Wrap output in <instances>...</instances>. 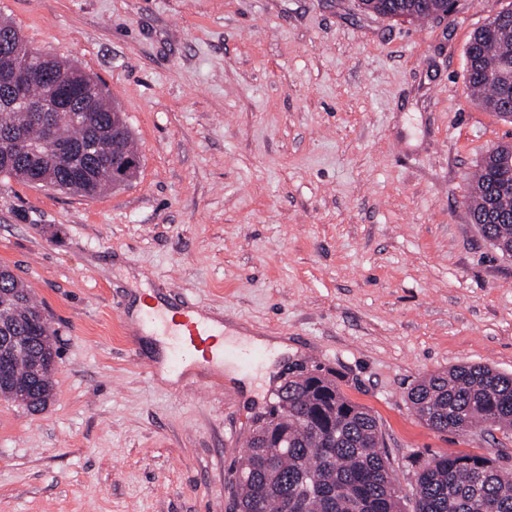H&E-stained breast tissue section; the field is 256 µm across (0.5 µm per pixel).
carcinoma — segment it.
<instances>
[{
  "instance_id": "1",
  "label": "carcinoma",
  "mask_w": 512,
  "mask_h": 512,
  "mask_svg": "<svg viewBox=\"0 0 512 512\" xmlns=\"http://www.w3.org/2000/svg\"><path fill=\"white\" fill-rule=\"evenodd\" d=\"M364 10L402 21L441 18L454 0H359ZM0 54L21 60L42 58V70L23 88L43 97L49 77L79 68L28 45L20 29L0 17ZM85 91L72 105L79 118L18 112L0 91V178L44 184L66 193L95 197L119 189L107 163L112 159V119H124L98 80L88 74ZM466 80L478 104L499 118L512 113V8L478 28L466 47ZM87 158L72 175L71 154ZM512 172V144L501 143L481 159L468 184L471 221L502 253L512 256V190L503 187ZM0 335L27 334L29 343L10 357L0 397L23 404L17 391L32 381L31 398L47 406L56 395L58 351L55 330L34 301L29 285L0 265ZM410 410L430 428L466 436L478 427L512 434V375L481 364H461L430 373L407 393ZM25 405V404H23ZM30 408V405H25ZM381 432L367 407L348 399L330 374L300 372L273 394L257 418L246 455L232 470L234 512H512V472L497 456L441 454L412 457L414 483L404 492L380 450Z\"/></svg>"
}]
</instances>
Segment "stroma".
<instances>
[{"mask_svg":"<svg viewBox=\"0 0 512 512\" xmlns=\"http://www.w3.org/2000/svg\"><path fill=\"white\" fill-rule=\"evenodd\" d=\"M511 4L408 23L357 0H0L32 47L98 78L142 156L94 198L0 179V264L60 350L44 411L0 399V512H230L271 382L317 365L376 414L403 489L415 451L512 469V439L432 430L406 402L453 365L512 374V257L466 204L512 123L465 79L470 36ZM147 295L199 305L231 351H289L239 381L168 380Z\"/></svg>","mask_w":512,"mask_h":512,"instance_id":"35a3bbf8","label":"stroma"}]
</instances>
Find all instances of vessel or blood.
<instances>
[{
	"mask_svg": "<svg viewBox=\"0 0 512 512\" xmlns=\"http://www.w3.org/2000/svg\"><path fill=\"white\" fill-rule=\"evenodd\" d=\"M146 325L161 326L171 341L170 367L180 370L185 365L211 369L224 361V336L205 313L188 305L160 306L147 304Z\"/></svg>",
	"mask_w": 512,
	"mask_h": 512,
	"instance_id": "b4317fda",
	"label": "vessel or blood"
}]
</instances>
